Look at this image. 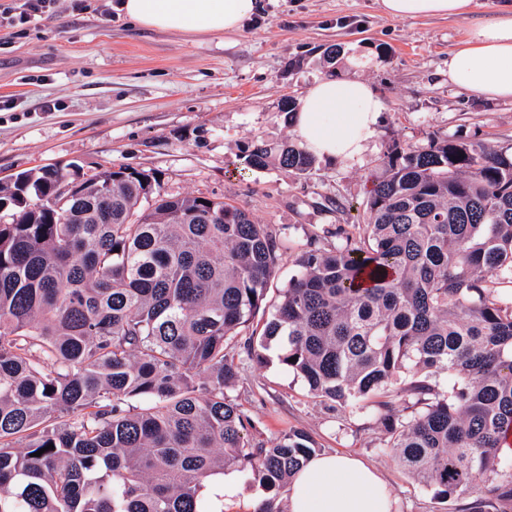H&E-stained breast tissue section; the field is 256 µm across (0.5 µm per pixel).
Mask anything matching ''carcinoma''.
<instances>
[{"mask_svg":"<svg viewBox=\"0 0 512 512\" xmlns=\"http://www.w3.org/2000/svg\"><path fill=\"white\" fill-rule=\"evenodd\" d=\"M272 162L308 175L315 158L247 147V166ZM63 183L45 166L0 185V512H212L206 481L229 469L267 491L254 512H287L320 449L300 430L249 438L229 395L274 341L321 402L377 399L384 447L437 497L512 502V301L495 296L512 285V153L393 143L363 223L310 236L273 303L270 225L144 170H103L64 204Z\"/></svg>","mask_w":512,"mask_h":512,"instance_id":"cac0c4a2","label":"carcinoma"}]
</instances>
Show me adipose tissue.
I'll use <instances>...</instances> for the list:
<instances>
[{"instance_id":"adipose-tissue-1","label":"adipose tissue","mask_w":512,"mask_h":512,"mask_svg":"<svg viewBox=\"0 0 512 512\" xmlns=\"http://www.w3.org/2000/svg\"><path fill=\"white\" fill-rule=\"evenodd\" d=\"M392 19L467 18L474 0H376ZM117 10L143 30L233 33L258 14V0H119ZM448 79L472 93L512 99V7L472 24L448 55ZM382 102L365 81L316 79L294 114V133L312 154L359 157L377 133ZM289 512H391L379 473L345 454L312 457L293 479Z\"/></svg>"}]
</instances>
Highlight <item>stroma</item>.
<instances>
[{
  "mask_svg": "<svg viewBox=\"0 0 512 512\" xmlns=\"http://www.w3.org/2000/svg\"><path fill=\"white\" fill-rule=\"evenodd\" d=\"M118 0H56L52 15L0 20V182L43 166L81 181L112 167L157 174L164 192L217 197L289 240L291 256L311 234L361 221L372 174L392 143L430 134L512 146V100L464 91L448 80V54L464 19H390L376 0H263L261 15L233 34L145 31L107 15ZM324 76L369 83L384 105L378 132L353 160L320 158L303 177L270 166L249 169L251 139L293 137L281 103L300 100ZM341 202L344 212L332 210ZM246 364L230 394L262 439L308 433L323 452H351L382 475L392 512H459L457 500L397 466L378 413L328 409L277 359Z\"/></svg>",
  "mask_w": 512,
  "mask_h": 512,
  "instance_id": "1",
  "label": "stroma"
}]
</instances>
